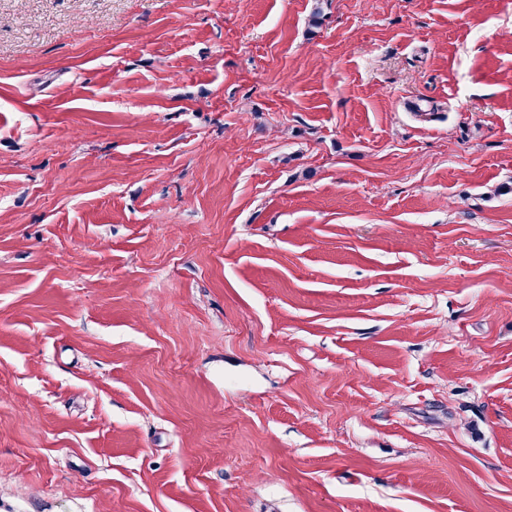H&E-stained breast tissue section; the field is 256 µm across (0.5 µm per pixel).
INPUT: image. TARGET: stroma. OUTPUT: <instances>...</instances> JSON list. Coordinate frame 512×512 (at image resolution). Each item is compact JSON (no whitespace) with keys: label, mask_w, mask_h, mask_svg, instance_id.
Returning <instances> with one entry per match:
<instances>
[{"label":"stroma","mask_w":512,"mask_h":512,"mask_svg":"<svg viewBox=\"0 0 512 512\" xmlns=\"http://www.w3.org/2000/svg\"><path fill=\"white\" fill-rule=\"evenodd\" d=\"M0 512H512V0H0Z\"/></svg>","instance_id":"1"}]
</instances>
